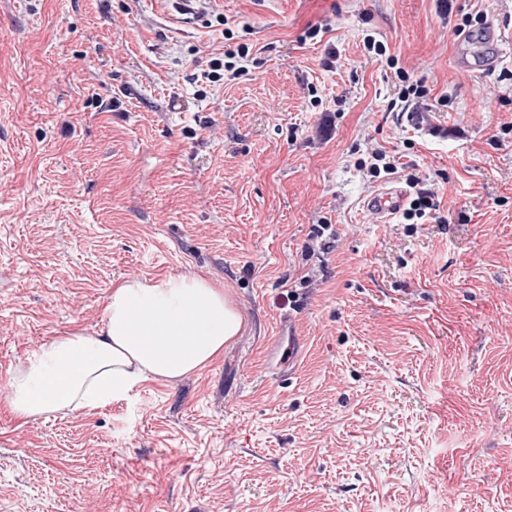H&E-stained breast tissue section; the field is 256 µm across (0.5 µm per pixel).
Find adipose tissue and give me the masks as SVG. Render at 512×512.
<instances>
[{
	"label": "adipose tissue",
	"instance_id": "adipose-tissue-1",
	"mask_svg": "<svg viewBox=\"0 0 512 512\" xmlns=\"http://www.w3.org/2000/svg\"><path fill=\"white\" fill-rule=\"evenodd\" d=\"M242 325L238 310L205 278L120 282L99 330L59 333L27 354L8 382L7 407L24 422L104 408L142 381L201 371Z\"/></svg>",
	"mask_w": 512,
	"mask_h": 512
}]
</instances>
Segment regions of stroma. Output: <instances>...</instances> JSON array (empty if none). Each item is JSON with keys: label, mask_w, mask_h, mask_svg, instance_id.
I'll return each mask as SVG.
<instances>
[{"label": "stroma", "mask_w": 512, "mask_h": 512, "mask_svg": "<svg viewBox=\"0 0 512 512\" xmlns=\"http://www.w3.org/2000/svg\"><path fill=\"white\" fill-rule=\"evenodd\" d=\"M451 6L217 0L180 24L169 0H0V512H512V60L454 62L462 16L512 30V0ZM368 33L428 88L414 111ZM240 43L237 79L200 80ZM374 146L438 220L364 209L406 184L359 171ZM180 274L243 319L209 366L10 414L31 350L97 329L113 283Z\"/></svg>", "instance_id": "stroma-1"}]
</instances>
